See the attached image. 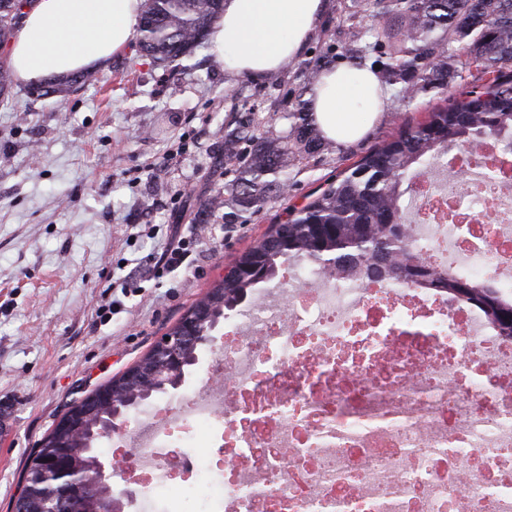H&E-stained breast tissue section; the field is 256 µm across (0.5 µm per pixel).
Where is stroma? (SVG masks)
<instances>
[{
  "mask_svg": "<svg viewBox=\"0 0 512 512\" xmlns=\"http://www.w3.org/2000/svg\"><path fill=\"white\" fill-rule=\"evenodd\" d=\"M373 24L353 0H327L321 26L275 82L229 74L202 47L193 69L174 72L133 44L97 84L62 101L15 83L0 104V405L14 418L13 443L0 452V512H12L29 455L69 404L143 357L288 207L447 104L449 93L408 99L387 82V108L362 139L313 156L290 152L284 196L232 224L220 215L198 224L234 177L225 126L262 122L289 135L284 115L308 84L307 66L377 69ZM174 233L197 238L196 267L147 283L100 324L109 281L142 279L148 256Z\"/></svg>",
  "mask_w": 512,
  "mask_h": 512,
  "instance_id": "1",
  "label": "stroma"
}]
</instances>
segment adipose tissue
Masks as SVG:
<instances>
[{
	"mask_svg": "<svg viewBox=\"0 0 512 512\" xmlns=\"http://www.w3.org/2000/svg\"><path fill=\"white\" fill-rule=\"evenodd\" d=\"M143 0H28L8 48L18 81L105 68L135 38ZM324 0H224L208 52L224 70L262 81L298 55L319 26ZM375 74L351 64L322 72L310 118L325 138L361 139L384 110Z\"/></svg>",
	"mask_w": 512,
	"mask_h": 512,
	"instance_id": "ef3b65f1",
	"label": "adipose tissue"
}]
</instances>
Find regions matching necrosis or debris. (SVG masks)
Listing matches in <instances>:
<instances>
[{
    "label": "necrosis or debris",
    "instance_id": "necrosis-or-debris-1",
    "mask_svg": "<svg viewBox=\"0 0 512 512\" xmlns=\"http://www.w3.org/2000/svg\"><path fill=\"white\" fill-rule=\"evenodd\" d=\"M411 197L430 266L512 296V152L444 150ZM224 334L223 384L149 406L114 450L135 512L202 484L208 512H512V340L477 307L300 266Z\"/></svg>",
    "mask_w": 512,
    "mask_h": 512
}]
</instances>
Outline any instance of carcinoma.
<instances>
[{"instance_id": "1", "label": "carcinoma", "mask_w": 512, "mask_h": 512, "mask_svg": "<svg viewBox=\"0 0 512 512\" xmlns=\"http://www.w3.org/2000/svg\"><path fill=\"white\" fill-rule=\"evenodd\" d=\"M23 0H0V44L9 41L21 18ZM358 6L382 21L375 29L374 46L384 48L383 73L404 83L411 98L427 89L448 88V56L466 60L492 75L481 91L462 99L448 94V105L428 113L426 119L399 131L365 154L336 181L311 196L300 207L287 210L286 220L272 224L262 238L242 252L203 300L214 315H222L253 296L254 289L288 270V264L304 262L324 272L387 276L408 287L430 286L477 306L512 339V298L482 281L439 271L426 264L416 250L403 209L404 194L413 172L425 166L443 148H464L486 138L512 133V0H358ZM222 11V0H146L137 24L141 55L157 63L188 57L207 39ZM98 81L97 74L83 71L44 79L32 88L39 97L60 100L82 86ZM12 68L0 62V100L8 101L13 88ZM292 121L298 149L314 154L329 143L313 136L306 103L285 113ZM251 143L244 154L239 145ZM224 157L239 163L232 183L215 194L202 210L207 222L222 209L224 223L241 214L260 210L271 197L288 187V137L273 127L260 132L240 126L224 131ZM149 375L169 373L152 354L136 362ZM113 399L122 404L135 399L134 389L115 376L106 384ZM74 402L84 407L85 424L96 426L109 408L91 398ZM60 436L53 428L31 454L26 469L25 512H44L54 498L50 480L34 475L43 461L54 457ZM99 463L95 445L74 442L64 456L70 468L89 472ZM56 499V498H54ZM112 490L91 487L74 504L56 499L57 512H103Z\"/></svg>"}]
</instances>
